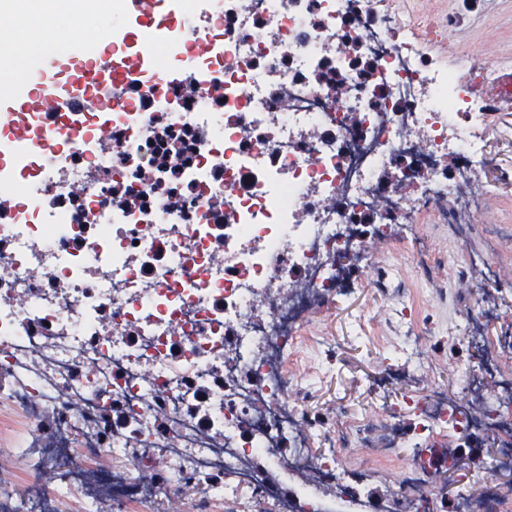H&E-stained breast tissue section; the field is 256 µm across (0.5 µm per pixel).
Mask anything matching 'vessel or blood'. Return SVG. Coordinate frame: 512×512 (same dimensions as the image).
I'll use <instances>...</instances> for the list:
<instances>
[{"label": "vessel or blood", "instance_id": "1", "mask_svg": "<svg viewBox=\"0 0 512 512\" xmlns=\"http://www.w3.org/2000/svg\"><path fill=\"white\" fill-rule=\"evenodd\" d=\"M132 11L139 19L137 25L119 31L114 24H107L105 36L99 39L86 37L78 27L59 25L47 15L31 17V25L42 30L47 39L62 42L66 53L62 56L48 54L32 57L26 69V91L0 83V116L8 119L12 129L6 139L0 140L1 158H14L30 144L33 137L30 119L37 113L42 116L41 148L45 154L56 153L54 114L59 98L57 76L68 68L71 59L80 57L88 61L89 66L83 72L86 79L107 78L109 94L100 100L99 106L108 112L112 109L113 96L133 97L134 91L127 84L125 75L154 61V45L159 38L174 30L190 38L199 25L197 17L183 12L177 0H132ZM115 32L121 38H133L137 44L136 50L126 55L118 69L113 67L107 50L112 42L111 35Z\"/></svg>", "mask_w": 512, "mask_h": 512}]
</instances>
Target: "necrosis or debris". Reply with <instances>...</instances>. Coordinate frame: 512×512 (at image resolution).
<instances>
[{"instance_id":"obj_1","label":"necrosis or debris","mask_w":512,"mask_h":512,"mask_svg":"<svg viewBox=\"0 0 512 512\" xmlns=\"http://www.w3.org/2000/svg\"><path fill=\"white\" fill-rule=\"evenodd\" d=\"M382 2L211 0L207 52L184 41L178 58L200 94L134 71L136 98L109 120L63 116L54 161L29 146L0 185V403L28 423L20 456L78 448L86 463L34 475L24 495L1 484L0 512L74 499L98 512L104 494L152 512L188 477L227 512L246 489L277 512H410L436 501L426 479L457 459L446 433L467 446L497 434L512 459V336L482 337L481 367L463 374L470 407L434 387L379 426H345L319 456L323 423L288 369L370 242L427 201L469 211L464 183L489 163L493 106L470 84L495 72L442 63L447 26ZM343 448L365 463L337 467ZM406 448L403 495L370 497V471ZM104 454L119 467H93ZM146 457L165 482L141 473ZM327 483L335 499L317 495Z\"/></svg>"}]
</instances>
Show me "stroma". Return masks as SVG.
I'll return each instance as SVG.
<instances>
[{
  "mask_svg": "<svg viewBox=\"0 0 512 512\" xmlns=\"http://www.w3.org/2000/svg\"><path fill=\"white\" fill-rule=\"evenodd\" d=\"M421 16L448 13L453 29L438 47L445 62L466 54L494 67L512 57V0H408ZM492 160L486 179L497 181L494 193L473 186L479 203L468 213L451 217L450 206L425 208L412 239L383 236L369 248L370 264L355 287L322 304L307 327L319 349L299 345L288 360L291 370L311 378L308 405L323 421L312 449L336 443V419L371 425L382 421L405 394H426L431 386L448 392L449 401L467 404L459 374L474 361L470 319L486 301L497 304V316L485 326L496 336L512 333V107L494 113L488 139ZM468 225L467 239L455 238L454 224ZM495 274L486 277V266ZM413 329L432 337L436 351L425 367L412 375L408 388L392 387L371 397L369 386L382 375L390 353L381 340ZM25 429L23 417L0 404V482L24 489L29 480L17 441ZM462 470L437 473L432 483L445 487L434 512H456V496L472 475L495 472L492 445L460 451Z\"/></svg>",
  "mask_w": 512,
  "mask_h": 512,
  "instance_id": "stroma-1",
  "label": "stroma"
}]
</instances>
